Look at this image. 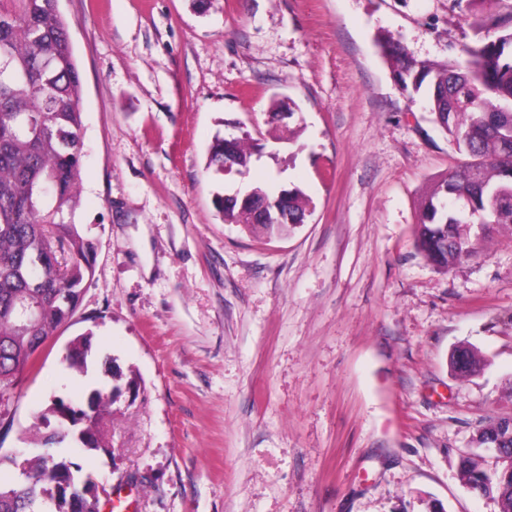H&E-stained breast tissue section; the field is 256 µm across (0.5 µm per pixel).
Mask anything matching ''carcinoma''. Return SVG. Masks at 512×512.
<instances>
[{"label":"carcinoma","instance_id":"obj_1","mask_svg":"<svg viewBox=\"0 0 512 512\" xmlns=\"http://www.w3.org/2000/svg\"><path fill=\"white\" fill-rule=\"evenodd\" d=\"M484 0H450L468 12L478 36L453 45L457 59L417 61L386 41L392 67L405 91L425 93L435 124L467 153L420 203L416 245L438 269L472 255L471 230L461 214L472 211L482 231L512 230V0L479 15ZM82 81L58 0H0V414L10 390L38 360L47 342L67 325L82 301L92 273L93 242L75 222L81 205ZM244 139L216 138L207 168L224 173V153L246 169L252 153ZM214 204L224 222L282 235L304 223L302 192L288 190V222L263 223L236 208ZM88 332L75 337L65 357L82 369L91 351ZM452 367L470 375L478 353L459 348ZM138 392L135 380L105 385L74 404L55 397L30 428L35 452L0 454V512H100L98 487L83 476L79 457L66 449L109 451L102 429L123 392ZM55 418L47 434L41 426ZM512 418L487 420L472 442L486 448ZM466 489L512 512V462L464 454L458 464Z\"/></svg>","mask_w":512,"mask_h":512}]
</instances>
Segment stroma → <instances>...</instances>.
<instances>
[{"label":"stroma","mask_w":512,"mask_h":512,"mask_svg":"<svg viewBox=\"0 0 512 512\" xmlns=\"http://www.w3.org/2000/svg\"><path fill=\"white\" fill-rule=\"evenodd\" d=\"M82 77L76 223L96 244L70 324L10 392L0 452L31 448L53 397L135 379L111 453L88 451L101 512H497L457 474L476 428L512 417V233L438 270L418 204L466 155L381 44L445 61L448 0H60ZM292 116L280 117V108ZM259 148L214 175L215 138ZM299 188L270 236L219 193ZM91 333L86 372L67 346ZM483 368L458 376L452 353ZM451 364L455 372L461 375H470L481 364V359L475 350L461 347L452 356Z\"/></svg>","instance_id":"1"}]
</instances>
